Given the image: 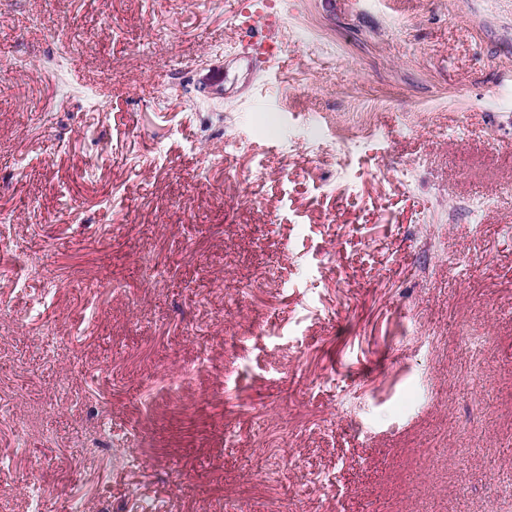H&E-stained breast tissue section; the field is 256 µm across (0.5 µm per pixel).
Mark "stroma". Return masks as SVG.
<instances>
[{
    "instance_id": "1",
    "label": "stroma",
    "mask_w": 512,
    "mask_h": 512,
    "mask_svg": "<svg viewBox=\"0 0 512 512\" xmlns=\"http://www.w3.org/2000/svg\"><path fill=\"white\" fill-rule=\"evenodd\" d=\"M0 233V512H512V0H0ZM258 25H255V33L253 35V40L250 44L251 53L257 59L261 60H271L276 54L279 52V45L273 37L266 38L265 35L259 36L257 28Z\"/></svg>"
}]
</instances>
